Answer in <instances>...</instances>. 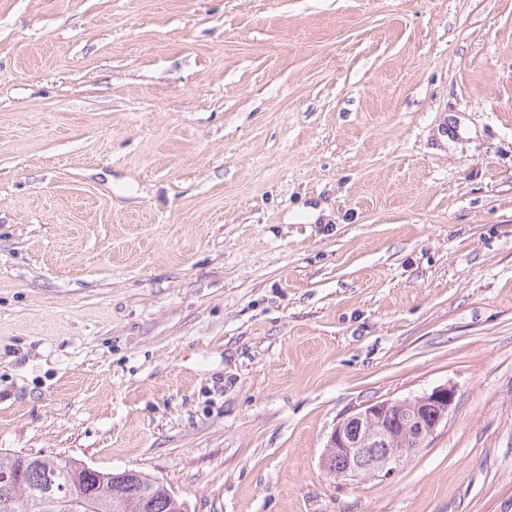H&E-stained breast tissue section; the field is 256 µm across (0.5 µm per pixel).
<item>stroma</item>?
Returning <instances> with one entry per match:
<instances>
[{"label":"stroma","instance_id":"35a3bbf8","mask_svg":"<svg viewBox=\"0 0 512 512\" xmlns=\"http://www.w3.org/2000/svg\"><path fill=\"white\" fill-rule=\"evenodd\" d=\"M443 385L394 472L323 469ZM17 452L190 512H512V0H0ZM454 399V389L440 386L412 398L374 401L356 409L329 435L323 468L342 479L395 471L447 420Z\"/></svg>","mask_w":512,"mask_h":512}]
</instances>
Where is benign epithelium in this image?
<instances>
[{
    "mask_svg": "<svg viewBox=\"0 0 512 512\" xmlns=\"http://www.w3.org/2000/svg\"><path fill=\"white\" fill-rule=\"evenodd\" d=\"M454 389L440 386L421 395L368 403L338 421L329 435L322 465L342 479L390 473L418 453L447 420ZM133 472L101 474L95 495L112 491V484L130 480Z\"/></svg>",
    "mask_w": 512,
    "mask_h": 512,
    "instance_id": "7a95c632",
    "label": "benign epithelium"
}]
</instances>
